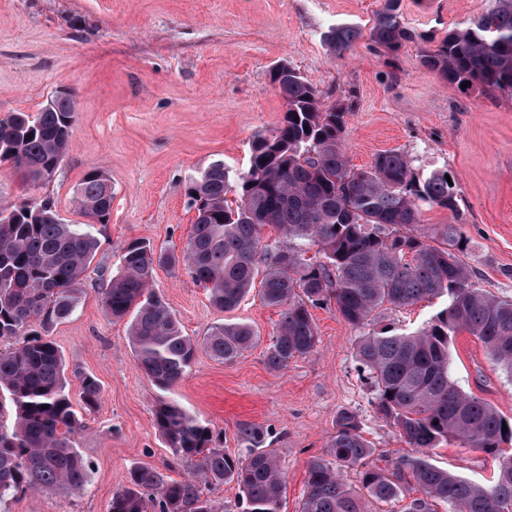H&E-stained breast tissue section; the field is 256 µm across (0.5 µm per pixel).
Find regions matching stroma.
<instances>
[{
    "mask_svg": "<svg viewBox=\"0 0 512 512\" xmlns=\"http://www.w3.org/2000/svg\"><path fill=\"white\" fill-rule=\"evenodd\" d=\"M383 0H0V118L36 114L65 92L76 103L72 144L48 184L25 182L0 163V202L51 198L60 218L84 223L74 193L97 168L112 181V215L99 225L95 266L116 273L125 241L141 239L155 250L181 252L194 212L186 180L214 161L245 168L252 143L282 120L285 102L270 69L288 61L322 92L325 106L351 102L344 149L350 163L371 165L386 150L405 153L416 171L447 170L457 212L424 211L416 231L426 241L444 225L468 240L467 262L475 287L512 299V93L466 92L448 87L420 62L409 44L397 69L366 39L343 57L330 55L321 35L339 23L370 27ZM489 0H401L407 24L442 38L482 12ZM74 315L46 332L66 363L67 391L82 431L75 445L91 467L81 489L52 487L18 492L0 512H110L112 496L129 470L154 467L183 480L188 467L172 455L154 426L159 400L177 402L214 428L227 454L246 452L241 426L263 430L285 480L280 512H299L312 457L324 454L336 414H358L362 434L386 467L410 454L396 429L375 412L359 370L355 347L363 329L346 324L334 307L312 309L316 349L269 367L279 309L252 292L222 314L183 265L155 270L154 290L184 332L204 336L222 317L245 321L260 333L256 346L234 363L198 351L190 374L160 390L135 364L127 321L113 320L93 280ZM444 304L425 300L407 309H381L375 326L413 330ZM450 371L461 389L512 418V379L469 334L455 337ZM101 387L96 408L85 409L82 380ZM436 465L489 483L492 456L458 441L433 450Z\"/></svg>",
    "mask_w": 512,
    "mask_h": 512,
    "instance_id": "obj_1",
    "label": "stroma"
}]
</instances>
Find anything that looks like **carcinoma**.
I'll return each instance as SVG.
<instances>
[{
  "instance_id": "1",
  "label": "carcinoma",
  "mask_w": 512,
  "mask_h": 512,
  "mask_svg": "<svg viewBox=\"0 0 512 512\" xmlns=\"http://www.w3.org/2000/svg\"><path fill=\"white\" fill-rule=\"evenodd\" d=\"M389 58L426 37L405 22L400 0H384L368 31L340 23L322 34L331 54L341 56L364 35ZM421 64L452 88L512 91V0L488 8L448 30L425 49ZM270 81L285 101L278 127L251 147L249 165L231 170L211 163L188 180L184 193L195 212L180 255L157 253L133 239L120 248V269L98 271L102 304L114 320L131 317L129 339L137 367L161 390L181 382L199 349L227 363L253 347L257 333L247 322L213 324L203 338L184 334L169 307L152 289L155 267L184 264L222 313L238 308L260 280L263 303L281 309L267 362L280 370L319 342L310 308L335 304L352 327H363L386 305L412 306L443 297L446 306L422 327L401 332L382 327L359 340L356 360L374 391L376 412L414 448L392 466L367 462L374 449L361 434L356 413L336 415V432L325 454L310 460L301 512H368L367 501L387 504L413 481L420 496L406 512H512V459L502 445L512 426L488 402L456 384L449 348L461 332L477 337L512 376V299L475 288L465 257L467 243L454 224L444 227L443 245H431L411 227L422 211L457 212V196L445 169L415 171L404 153L378 154L357 169L343 150L342 105L324 107L321 92L290 63L278 62ZM76 112L72 97L55 96L36 116L15 112L0 119V162L24 180L48 183L71 148ZM235 199L230 201L228 194ZM75 202L96 224L109 221L112 183L98 169L77 186ZM278 238L263 242L262 230ZM99 241L95 224H66L51 200L0 203V498L11 491L51 486L80 488L89 466L74 446L81 422L66 392L64 360L57 346L34 332L70 319L78 308L86 272ZM316 249V257L307 256ZM101 389L87 377L84 405L98 404ZM155 424L176 458L205 481L233 483L242 512H279L283 477L275 454L264 448L263 431L240 430L246 458L214 443L210 427L175 402L162 401ZM455 439L499 460L496 483L484 486L437 466L431 450ZM359 471L361 491L343 475ZM220 512L195 479L175 481L151 467H135L112 496L111 512Z\"/></svg>"
}]
</instances>
